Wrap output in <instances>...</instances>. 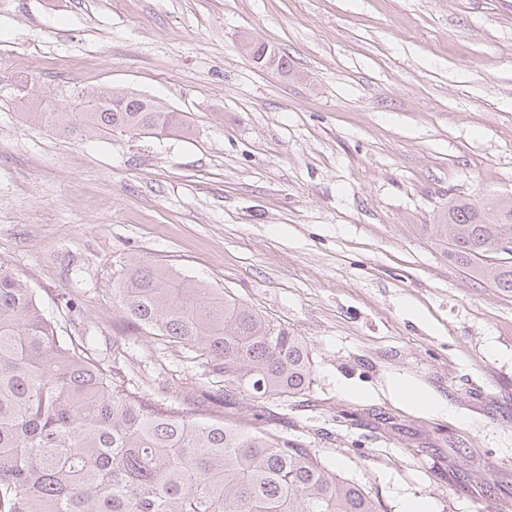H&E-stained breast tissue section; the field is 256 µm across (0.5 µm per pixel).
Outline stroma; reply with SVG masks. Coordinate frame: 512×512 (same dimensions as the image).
<instances>
[{
  "instance_id": "obj_1",
  "label": "stroma",
  "mask_w": 512,
  "mask_h": 512,
  "mask_svg": "<svg viewBox=\"0 0 512 512\" xmlns=\"http://www.w3.org/2000/svg\"><path fill=\"white\" fill-rule=\"evenodd\" d=\"M104 88L162 98L189 133L81 141L24 118ZM486 194L512 195V0H0V268L104 366L123 343L161 401L209 375L121 329L123 258L304 337L305 395L233 411L380 512H512V292L420 230ZM397 395L405 403L414 406L420 410L438 413L439 407L425 393L409 385L400 384L396 389Z\"/></svg>"
}]
</instances>
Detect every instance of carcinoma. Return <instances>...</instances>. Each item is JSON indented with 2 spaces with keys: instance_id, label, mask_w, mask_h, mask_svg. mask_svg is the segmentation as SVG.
Instances as JSON below:
<instances>
[{
  "instance_id": "cac0c4a2",
  "label": "carcinoma",
  "mask_w": 512,
  "mask_h": 512,
  "mask_svg": "<svg viewBox=\"0 0 512 512\" xmlns=\"http://www.w3.org/2000/svg\"><path fill=\"white\" fill-rule=\"evenodd\" d=\"M249 51L288 70L264 44ZM22 116L70 137L189 131L164 102L133 91L91 90L67 112ZM420 228L450 260L512 291V256L487 261L512 242L511 195L451 200L439 223ZM113 290L123 322L187 350L214 377L212 390L150 401L122 367L94 357L91 337L57 335L34 290L0 268V512H379L315 450L224 413L240 395L267 403L304 394L312 356L303 337L133 256Z\"/></svg>"
}]
</instances>
